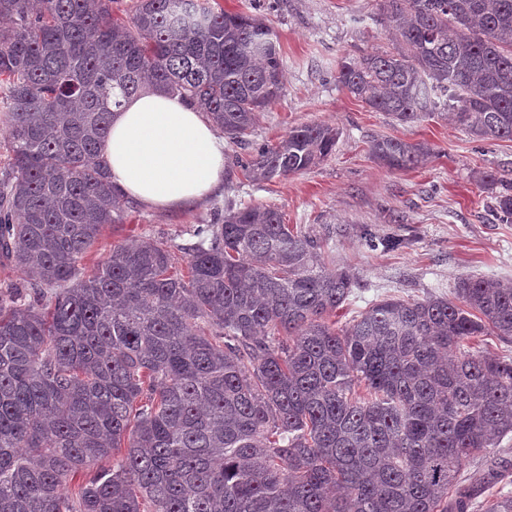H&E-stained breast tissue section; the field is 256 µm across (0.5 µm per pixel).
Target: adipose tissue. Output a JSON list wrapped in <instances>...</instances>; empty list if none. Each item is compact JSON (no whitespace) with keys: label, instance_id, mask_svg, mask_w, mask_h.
<instances>
[{"label":"adipose tissue","instance_id":"adipose-tissue-1","mask_svg":"<svg viewBox=\"0 0 512 512\" xmlns=\"http://www.w3.org/2000/svg\"><path fill=\"white\" fill-rule=\"evenodd\" d=\"M223 137L211 119L148 87L113 113L100 155L119 197L174 210L211 195L224 181Z\"/></svg>","mask_w":512,"mask_h":512}]
</instances>
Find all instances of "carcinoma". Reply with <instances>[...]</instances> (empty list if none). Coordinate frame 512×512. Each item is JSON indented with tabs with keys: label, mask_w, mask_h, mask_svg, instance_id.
Segmentation results:
<instances>
[{
	"label": "carcinoma",
	"mask_w": 512,
	"mask_h": 512,
	"mask_svg": "<svg viewBox=\"0 0 512 512\" xmlns=\"http://www.w3.org/2000/svg\"><path fill=\"white\" fill-rule=\"evenodd\" d=\"M390 50L345 56L336 84L414 124L447 108L512 141V0H377ZM0 256L36 274L0 292V512H468L462 464L512 435V282L462 278L456 301L386 297L338 329L349 269L270 206L229 209L182 247L131 239L78 265L124 219L99 158L112 110L154 84L207 113L272 180L319 164L339 130L247 139L283 93L277 37L212 0H0ZM392 170L430 147L371 141ZM512 223V180L484 172ZM124 452L75 495L82 470Z\"/></svg>",
	"instance_id": "carcinoma-1"
}]
</instances>
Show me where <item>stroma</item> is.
<instances>
[{
    "label": "stroma",
    "instance_id": "obj_1",
    "mask_svg": "<svg viewBox=\"0 0 512 512\" xmlns=\"http://www.w3.org/2000/svg\"><path fill=\"white\" fill-rule=\"evenodd\" d=\"M225 10L266 17L277 34L285 90L264 112L251 139L276 142L292 126L325 123L339 128L334 153L310 170L285 179L259 180L235 161L227 145L228 174L220 191L179 210L159 211L124 201L122 223L107 227L79 271L88 273L113 245L132 237L176 243V269L187 266L183 245L198 226L230 208L263 204L287 224L320 235L332 268L354 274L348 301L332 314L345 326L376 300L393 296L453 297L466 276L512 281V223L490 210L481 172L512 179V141H478L443 117L409 125L369 109L336 83L341 57L387 49L376 20V0H219ZM425 143L434 154L424 165L392 170L369 145L379 137ZM399 239L391 250L372 247L365 234Z\"/></svg>",
    "mask_w": 512,
    "mask_h": 512
}]
</instances>
